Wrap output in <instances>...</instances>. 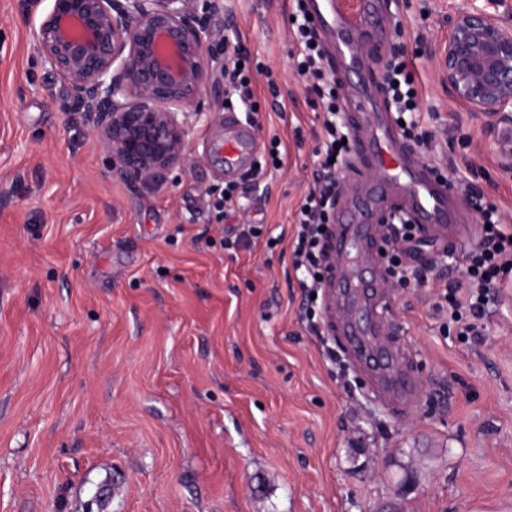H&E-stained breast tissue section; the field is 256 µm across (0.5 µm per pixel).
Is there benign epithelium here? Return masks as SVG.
<instances>
[{"mask_svg": "<svg viewBox=\"0 0 512 512\" xmlns=\"http://www.w3.org/2000/svg\"><path fill=\"white\" fill-rule=\"evenodd\" d=\"M222 0H51L36 28L43 65L65 84L70 119L108 154V175L158 189L187 167L201 96L224 62L210 14ZM454 101L512 142V24L486 7L458 8L438 47Z\"/></svg>", "mask_w": 512, "mask_h": 512, "instance_id": "1", "label": "benign epithelium"}]
</instances>
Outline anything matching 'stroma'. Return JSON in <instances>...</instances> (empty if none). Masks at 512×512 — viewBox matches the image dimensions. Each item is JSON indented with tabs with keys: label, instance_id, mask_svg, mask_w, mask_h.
Masks as SVG:
<instances>
[{
	"label": "stroma",
	"instance_id": "obj_1",
	"mask_svg": "<svg viewBox=\"0 0 512 512\" xmlns=\"http://www.w3.org/2000/svg\"><path fill=\"white\" fill-rule=\"evenodd\" d=\"M223 2L211 40L274 74L277 91L254 82L255 137L282 163L221 173L210 144L245 115L216 74L190 166L145 192L69 120L32 0H0V512H512V275L478 342L448 329L438 288L387 281L389 340L422 383L404 416L339 337L311 335L290 243L322 112L294 69L293 0ZM381 2L368 74L402 47L455 202L512 225L497 135L438 77L449 15L483 0ZM247 224L261 237L236 241Z\"/></svg>",
	"mask_w": 512,
	"mask_h": 512
}]
</instances>
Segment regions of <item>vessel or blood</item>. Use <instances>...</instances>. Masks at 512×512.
<instances>
[{
  "label": "vessel or blood",
  "mask_w": 512,
  "mask_h": 512,
  "mask_svg": "<svg viewBox=\"0 0 512 512\" xmlns=\"http://www.w3.org/2000/svg\"><path fill=\"white\" fill-rule=\"evenodd\" d=\"M320 33L336 44L331 56L337 74L355 94L360 122L353 129L356 160L350 163L348 191L336 207L334 229L327 242L329 274L325 298L330 331L345 350L372 373L389 405L409 409L421 390L399 348L386 340L388 322L379 311L385 279L370 253L385 235L391 211L408 214L421 235L439 247L459 241L469 221L452 200L446 183L437 180L402 137L392 113L378 111L381 92L363 70L362 45L379 27L377 0H359L357 12H346L339 0H309ZM256 138L238 130L224 136V167L232 173L253 161Z\"/></svg>",
  "instance_id": "1"
}]
</instances>
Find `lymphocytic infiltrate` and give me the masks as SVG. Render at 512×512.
Here are the masks:
<instances>
[{
  "label": "lymphocytic infiltrate",
  "instance_id": "f902f5d3",
  "mask_svg": "<svg viewBox=\"0 0 512 512\" xmlns=\"http://www.w3.org/2000/svg\"><path fill=\"white\" fill-rule=\"evenodd\" d=\"M295 41L301 55L297 71L307 83L310 93L321 100L324 112L323 140L318 150L320 160L313 173L312 183L304 197L303 206L296 213V233L293 242V265L306 278L310 300H317L324 277L325 239L324 228L336 205L337 187L347 162V134L339 116L336 95V76L324 65L326 56L320 35L309 17L306 0H295L292 23ZM250 58L241 46H234L224 59V82L228 96L237 98L245 111L255 109L251 89ZM390 109L404 118L401 127L406 141L417 146H430L433 132L424 129L415 119L419 110V90L414 74L406 59L388 61L385 66L384 84ZM503 216L495 205L481 210V241L472 252L465 267L462 285L442 288L439 297L445 302L456 334L462 339L476 338L477 322L486 315L488 293L495 280L506 279L512 274V233L506 232ZM390 242L387 272L389 275L411 274L417 284L430 280L433 265H421L406 270L405 261L417 241L415 228L403 217L395 216L390 224Z\"/></svg>",
  "mask_w": 512,
  "mask_h": 512
}]
</instances>
